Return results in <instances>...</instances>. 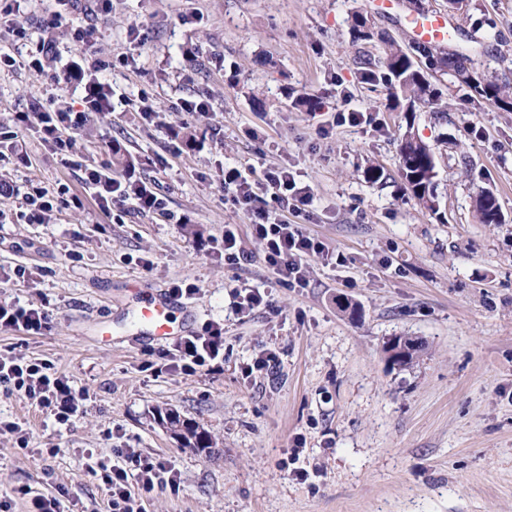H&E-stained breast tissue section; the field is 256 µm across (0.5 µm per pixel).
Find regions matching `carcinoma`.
Instances as JSON below:
<instances>
[{
	"label": "carcinoma",
	"mask_w": 512,
	"mask_h": 512,
	"mask_svg": "<svg viewBox=\"0 0 512 512\" xmlns=\"http://www.w3.org/2000/svg\"><path fill=\"white\" fill-rule=\"evenodd\" d=\"M354 40L367 41L375 37V32L365 16L354 19L352 27ZM389 48L379 57H362L357 62L359 77L366 83L390 85L399 88L405 108L415 112L423 107L431 109V118L439 122L447 119V110L440 107L442 92L435 85L437 76L467 70L466 56L450 55L434 45L401 47L392 39L386 40ZM476 96L498 105L505 111H512V93L506 87L492 80H484L476 90ZM438 164L435 148L420 136L406 131L399 145V173L407 189L424 207L436 213L438 200ZM475 209L484 224L493 223V216L500 213L496 199L479 196ZM184 425L181 444L207 452L212 448V440L199 425L181 421Z\"/></svg>",
	"instance_id": "carcinoma-1"
}]
</instances>
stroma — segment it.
Listing matches in <instances>:
<instances>
[{"label": "stroma", "mask_w": 512, "mask_h": 512, "mask_svg": "<svg viewBox=\"0 0 512 512\" xmlns=\"http://www.w3.org/2000/svg\"><path fill=\"white\" fill-rule=\"evenodd\" d=\"M68 11L94 31L112 109L92 114L93 136L75 134L69 167L36 129L18 132L28 160L4 170L15 191L0 196V300L45 305L52 321L36 336L0 329V352L54 364L85 398L59 427L0 387V421L28 437L22 450L0 433L8 512H29L22 487L58 497L65 512H104L107 492L85 463L117 448L181 474L178 491L147 493L146 512H512V112L448 76L439 126L428 111L394 107L390 87L362 82L355 56L385 45L353 41L352 18L405 45L414 34L400 5L381 14L368 0H112L105 12L70 0ZM51 21L42 7L25 12L23 34L0 27V51L28 55ZM448 24L473 69L512 85V0H470ZM198 93L210 106L189 118V143L174 108ZM300 95L314 108L297 110ZM57 96L78 107L84 91L46 70H0V120ZM143 96L147 117L135 110ZM352 111L362 124H337ZM409 129L442 154L439 214L399 175ZM119 153L185 223L94 204L82 168L123 174ZM228 164L285 167L310 185L314 202L296 222L345 265L314 260L305 287L278 283L224 190ZM371 165L384 181L367 179ZM35 186L53 205L42 224L26 217ZM486 191L502 223L480 222L474 201ZM228 226L250 263H225ZM141 281L195 285L192 329L223 322V361L167 370L161 346L138 331ZM242 283L269 296L244 318L232 310ZM97 326L111 342L95 340ZM393 336L422 342L410 364L387 361ZM263 353L274 367L244 375ZM170 410L203 428L212 450L183 447L161 422Z\"/></svg>", "instance_id": "35a3bbf8"}]
</instances>
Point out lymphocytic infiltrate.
Returning a JSON list of instances; mask_svg holds the SVG:
<instances>
[{"label":"lymphocytic infiltrate","mask_w":512,"mask_h":512,"mask_svg":"<svg viewBox=\"0 0 512 512\" xmlns=\"http://www.w3.org/2000/svg\"><path fill=\"white\" fill-rule=\"evenodd\" d=\"M52 78L83 86L82 110H75L68 99L61 97L39 104L32 111L13 113L10 123L0 124L1 166L27 159L26 151L18 146L15 127L38 128L46 142L62 150L71 147L72 132L82 128L91 113L111 111L112 87L100 80L98 70L75 62L54 71ZM83 182L102 211H109L115 203L131 200L137 212H157L170 221L175 218L164 200L134 172L118 177L109 167L88 165L84 168ZM262 182L277 205L276 214L253 209L252 185L238 168L224 171V186L232 192L243 212L251 215L255 237L264 244L266 259L279 281L305 287L309 259L316 258L327 264L335 257L334 250L327 244L303 233L298 225L289 221L301 207L313 202V190L309 185L297 184L294 175L285 168L265 171ZM49 325L50 314L44 307L17 300L0 301L1 329L39 335ZM161 357L170 369L183 373L196 372L212 361L223 359V323L208 321L201 332L181 338L164 350ZM0 385L46 410L57 425H69L81 412V396L72 391L67 377L49 362L1 353ZM117 454L120 462L116 465L101 458L89 459L86 464L87 473L106 487L111 512H141V504L132 494L131 485H138L145 493L159 485L179 489L180 474L171 462L142 457L131 448L118 449Z\"/></svg>","instance_id":"1"}]
</instances>
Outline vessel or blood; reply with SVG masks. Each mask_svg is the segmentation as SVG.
<instances>
[{"mask_svg": "<svg viewBox=\"0 0 512 512\" xmlns=\"http://www.w3.org/2000/svg\"><path fill=\"white\" fill-rule=\"evenodd\" d=\"M420 41L429 43L445 39L448 34V20L445 16L431 13L413 22ZM136 290L141 299L138 310L145 336L152 342L163 344L190 334L191 314L188 306L167 290L143 283Z\"/></svg>", "mask_w": 512, "mask_h": 512, "instance_id": "obj_1", "label": "vessel or blood"}]
</instances>
